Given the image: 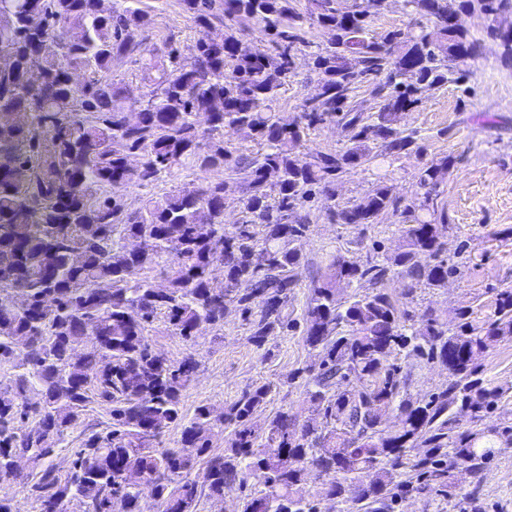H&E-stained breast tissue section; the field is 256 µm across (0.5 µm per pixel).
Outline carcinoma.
<instances>
[{
    "instance_id": "1",
    "label": "carcinoma",
    "mask_w": 512,
    "mask_h": 512,
    "mask_svg": "<svg viewBox=\"0 0 512 512\" xmlns=\"http://www.w3.org/2000/svg\"><path fill=\"white\" fill-rule=\"evenodd\" d=\"M308 2L300 13L290 0H180L197 25H224L222 40L199 38L185 61L173 41L151 42L154 15L143 0H0V366H10L0 381V512H15L13 487L38 512H67L68 501L81 512H141L144 486L155 512H199L203 499L251 479L240 512H321L324 499L343 512H396L398 471L450 497L458 479L448 462L472 473L496 446L512 444V424L473 429L457 419L481 420L506 393L487 383L479 360L512 337V289L497 293L479 327L463 309L448 320L412 307L417 290L441 288L456 273L437 203L452 159L426 164L403 207L384 183L335 203L338 179L373 148L385 156L420 150L401 128L403 115L481 52L460 15L489 20L512 10V0H406L413 21L371 38L381 0H354L349 9ZM250 22L267 44L245 50ZM313 27L329 32L325 44L307 39ZM302 48L320 93L285 122L275 104ZM133 55L148 83L139 97L112 79V67ZM381 74L386 81L371 88L382 99L376 116L350 109L355 85ZM336 120L344 147L302 150L310 131ZM227 128L259 150L229 149ZM186 167L233 177L242 222L224 223L223 178L173 185L126 209L128 186L153 188ZM315 197L330 224L367 226L401 212V242L361 262L338 253L310 281L303 336L318 361L297 375L308 378L313 416L301 422L282 409L256 428L276 385H253L225 408L233 431L214 453L211 407L198 406L190 419L182 412L198 362L156 351L148 327L161 316L170 334L193 343L233 306L257 347L288 330L298 242L310 230L305 206ZM151 273L165 281L163 292ZM394 277L406 285L403 308L382 288ZM16 289L30 300L24 310L5 303ZM17 337L32 349L16 351ZM401 353L440 361L448 386L404 396L394 363ZM93 405L105 409V424L86 422ZM394 413L397 427L388 425ZM171 427L181 432L177 448L162 442ZM73 431L79 446L63 472L54 456ZM19 455L24 473L13 467ZM314 471L326 478L317 497L305 490Z\"/></svg>"
}]
</instances>
